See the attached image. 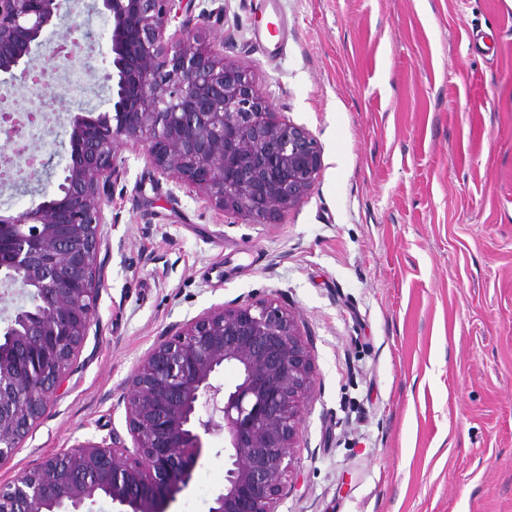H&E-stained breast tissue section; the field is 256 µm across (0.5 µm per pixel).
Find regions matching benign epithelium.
Listing matches in <instances>:
<instances>
[{
    "instance_id": "1",
    "label": "benign epithelium",
    "mask_w": 512,
    "mask_h": 512,
    "mask_svg": "<svg viewBox=\"0 0 512 512\" xmlns=\"http://www.w3.org/2000/svg\"><path fill=\"white\" fill-rule=\"evenodd\" d=\"M193 0H93L88 13L111 23L110 107L68 122L70 161L53 194L15 214L0 213V286H19L20 306L0 334V459L43 414L97 325L101 273L98 226L122 172L125 148L178 184L198 188L233 219L265 224L298 206L321 168L316 138L281 119L245 72L199 43L212 15ZM74 14V0H0V73L36 77L32 44ZM175 31L167 33L172 22ZM85 24L68 27L48 62L84 52ZM0 109V172L28 186L47 171L28 154L19 113ZM226 365L239 382L215 380ZM314 385L298 320L270 300L234 301L161 336L138 362L121 402L135 461L116 433L87 440L0 483V512H81L103 494L115 512H167L186 487L204 439L224 436L229 466L209 512H277L302 399Z\"/></svg>"
}]
</instances>
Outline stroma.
Instances as JSON below:
<instances>
[{
	"instance_id": "stroma-1",
	"label": "stroma",
	"mask_w": 512,
	"mask_h": 512,
	"mask_svg": "<svg viewBox=\"0 0 512 512\" xmlns=\"http://www.w3.org/2000/svg\"><path fill=\"white\" fill-rule=\"evenodd\" d=\"M200 32L317 139L310 194L271 223L227 224L207 195L132 149L100 225L98 317L0 483L77 443L128 437L117 401L172 325L253 296L289 310L310 350L279 512H512V0H195ZM288 41L259 50L256 30ZM67 117L103 111L55 87ZM208 439L168 512L224 486Z\"/></svg>"
}]
</instances>
